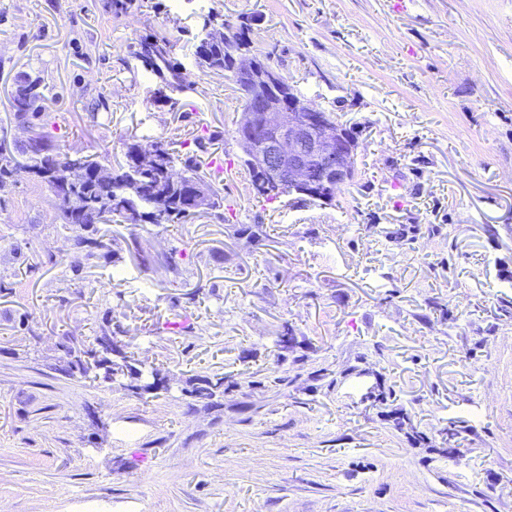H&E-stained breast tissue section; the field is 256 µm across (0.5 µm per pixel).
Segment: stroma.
<instances>
[{
  "mask_svg": "<svg viewBox=\"0 0 512 512\" xmlns=\"http://www.w3.org/2000/svg\"><path fill=\"white\" fill-rule=\"evenodd\" d=\"M210 15L356 133L331 204L253 197ZM36 134L112 166L164 139L237 207L101 225L107 261L43 184L0 188V512H512V0H0V138ZM104 328L169 390L57 372ZM217 374L216 405L185 393ZM223 36L224 40L222 42L210 43L207 45L202 43L201 36L198 38L197 44L195 45V57L196 63L203 73L210 71H224L231 73L233 60L228 49L225 48L224 50L226 32L223 33L219 30H211L206 34L204 41H218L222 39ZM37 85L30 83L21 86L13 98V108L15 112H36L39 108L38 102L41 95L37 92Z\"/></svg>",
  "mask_w": 512,
  "mask_h": 512,
  "instance_id": "stroma-1",
  "label": "stroma"
}]
</instances>
